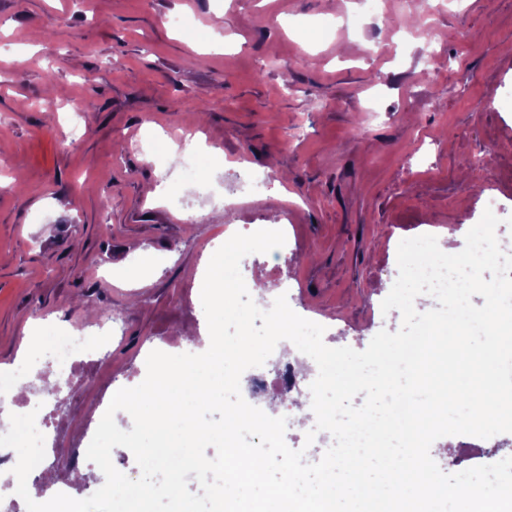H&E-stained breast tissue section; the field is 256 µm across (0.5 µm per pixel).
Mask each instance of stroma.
<instances>
[{"label": "stroma", "mask_w": 512, "mask_h": 512, "mask_svg": "<svg viewBox=\"0 0 512 512\" xmlns=\"http://www.w3.org/2000/svg\"><path fill=\"white\" fill-rule=\"evenodd\" d=\"M420 11V0H384L378 14L362 0H0V362L21 351L28 322L112 324L102 362L77 371L84 388L61 382L47 405L56 451L31 474L35 501L55 474L73 498L98 490L86 458L98 396L139 385L152 350L207 343L200 272L226 225H287L286 256L241 263L246 286L264 271L267 297L287 293L327 346L357 351L401 325L379 310L401 240L432 225L463 249L492 197L512 225V0L427 19L441 47L430 69L399 28ZM340 13L361 15L362 30L333 28ZM153 129L204 139L215 154L204 178L147 160L137 146ZM479 157L474 182L465 163ZM244 167L291 200L243 194ZM202 181L223 198L198 194ZM508 446L512 433L454 435L430 453L455 473Z\"/></svg>", "instance_id": "stroma-1"}]
</instances>
